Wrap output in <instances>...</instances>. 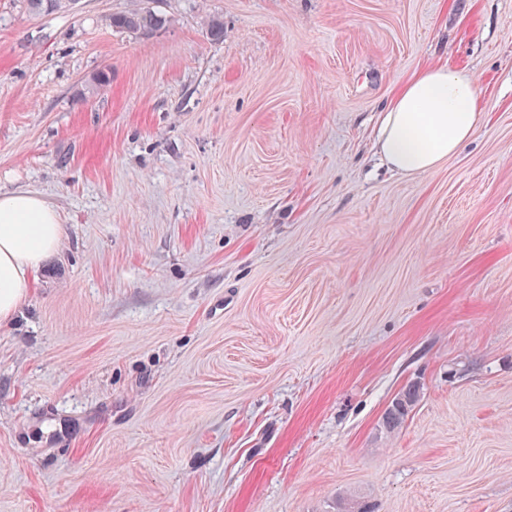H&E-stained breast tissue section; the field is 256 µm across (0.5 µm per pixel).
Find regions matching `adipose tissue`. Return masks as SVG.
Masks as SVG:
<instances>
[{"label": "adipose tissue", "mask_w": 512, "mask_h": 512, "mask_svg": "<svg viewBox=\"0 0 512 512\" xmlns=\"http://www.w3.org/2000/svg\"><path fill=\"white\" fill-rule=\"evenodd\" d=\"M483 119L475 78L438 64L396 87L378 136L382 160L402 175L434 171L471 141ZM63 226L56 211L26 191L0 193V324L11 320L54 252Z\"/></svg>", "instance_id": "1"}]
</instances>
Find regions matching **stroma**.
Listing matches in <instances>:
<instances>
[{"instance_id":"1","label":"stroma","mask_w":512,"mask_h":512,"mask_svg":"<svg viewBox=\"0 0 512 512\" xmlns=\"http://www.w3.org/2000/svg\"><path fill=\"white\" fill-rule=\"evenodd\" d=\"M439 62L485 120L389 171ZM14 190L64 235L0 326V512H512V0H0ZM165 22L162 16L150 9L113 15L110 18L112 27L132 31H151L161 27ZM482 114L470 73L442 64L423 67L384 107L378 152L401 175L432 172L472 140ZM419 396V387L411 384L405 387L391 402L383 418L384 429L387 432H393L402 426L405 418L419 400Z\"/></svg>"}]
</instances>
